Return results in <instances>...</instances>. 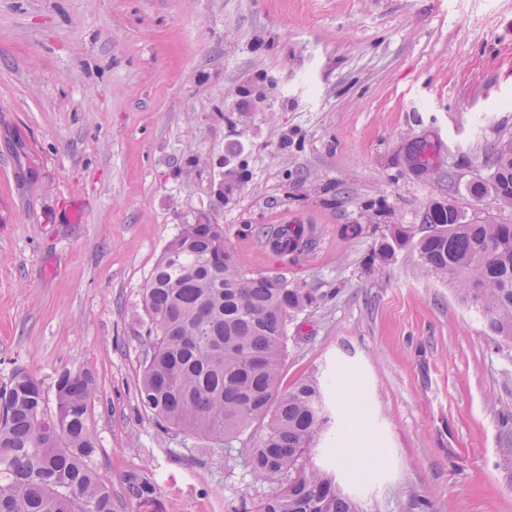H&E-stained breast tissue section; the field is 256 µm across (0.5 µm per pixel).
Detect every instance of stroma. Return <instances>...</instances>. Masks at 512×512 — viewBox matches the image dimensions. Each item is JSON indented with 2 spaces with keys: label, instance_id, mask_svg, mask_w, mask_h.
Listing matches in <instances>:
<instances>
[{
  "label": "stroma",
  "instance_id": "1",
  "mask_svg": "<svg viewBox=\"0 0 512 512\" xmlns=\"http://www.w3.org/2000/svg\"><path fill=\"white\" fill-rule=\"evenodd\" d=\"M255 82L262 97H238ZM509 139L512 0H0V387L28 373L52 415L59 374H93L113 512L274 495L244 450L140 405L142 292L206 211L243 269L318 297L288 325L284 378H317L332 411L310 466L360 512H512V342L414 249L369 267L438 200L512 224L469 192ZM228 157L244 179L222 201ZM282 219L317 238L300 260L258 245Z\"/></svg>",
  "mask_w": 512,
  "mask_h": 512
}]
</instances>
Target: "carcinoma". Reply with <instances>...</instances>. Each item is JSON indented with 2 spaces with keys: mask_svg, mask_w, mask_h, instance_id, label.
Returning <instances> with one entry per match:
<instances>
[{
  "mask_svg": "<svg viewBox=\"0 0 512 512\" xmlns=\"http://www.w3.org/2000/svg\"><path fill=\"white\" fill-rule=\"evenodd\" d=\"M512 206V147H499L488 179L469 187ZM428 230L396 225L380 240L381 268L406 247L422 267L458 278L459 294L479 303L488 327L512 342V224H478L459 208H430ZM258 233L283 257L309 253L300 229L266 224ZM150 346L139 381L143 409L165 429L232 450L246 430L257 478L280 480L254 512H358L336 477L308 466L331 422L317 382L284 384L288 322L316 302L281 277L238 265L222 224H185L156 262L142 294ZM56 393L60 424L43 410L40 383L24 372L0 388V512H112V496L90 466L96 443L88 423L92 374L65 371Z\"/></svg>",
  "mask_w": 512,
  "mask_h": 512,
  "instance_id": "carcinoma-1",
  "label": "carcinoma"
}]
</instances>
